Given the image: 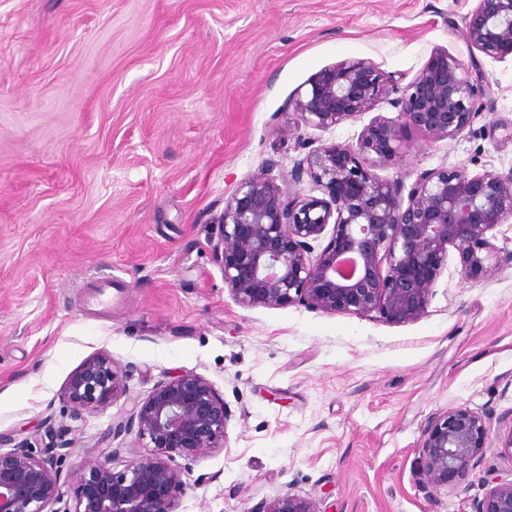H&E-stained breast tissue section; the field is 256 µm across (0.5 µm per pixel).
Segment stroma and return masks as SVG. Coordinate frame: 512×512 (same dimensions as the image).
I'll use <instances>...</instances> for the list:
<instances>
[{"instance_id":"stroma-1","label":"stroma","mask_w":512,"mask_h":512,"mask_svg":"<svg viewBox=\"0 0 512 512\" xmlns=\"http://www.w3.org/2000/svg\"><path fill=\"white\" fill-rule=\"evenodd\" d=\"M476 0H0V434L70 422L74 468L125 401L71 420L61 400L108 351L131 392L209 380L232 410L223 447L186 461L177 512H249L291 492L319 512H474L512 481V218L500 266L468 280L456 251L428 312L379 316L239 306L209 250L236 186L262 167L287 184L304 147L401 126L379 177L512 172V58L473 53ZM479 67L470 126L434 139L402 122L400 94L326 132L293 102L324 67L367 59L405 86L436 52ZM116 282L112 308L84 309ZM483 415L488 447L440 490L418 481L433 417Z\"/></svg>"}]
</instances>
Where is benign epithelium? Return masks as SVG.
I'll return each instance as SVG.
<instances>
[{
	"label": "benign epithelium",
	"instance_id": "1",
	"mask_svg": "<svg viewBox=\"0 0 512 512\" xmlns=\"http://www.w3.org/2000/svg\"><path fill=\"white\" fill-rule=\"evenodd\" d=\"M464 36L488 57L512 56V0H477L465 17ZM460 70L447 52L435 53L402 89L404 122L432 138L453 137L469 126L478 109L475 83ZM391 87L392 77L373 62L344 60L317 72L294 107L304 126L327 131L370 110ZM399 138V125L377 118L354 147L325 143L308 151L290 177L298 183L309 176L321 197L285 190L263 171L236 187L209 244L238 305L376 312L405 324L427 313L448 248L458 252L469 279L487 278L498 268L493 231L512 217V171H425L404 197L403 184L372 172L394 164ZM122 398L131 408L101 438V453L67 474L76 487L73 508H53L61 501L58 463L71 447V427L48 416L41 424L46 442L0 451V512H176L185 490V469L176 458L200 459L223 447L229 405L193 373L171 376L146 397H134L105 351L84 359L62 393L76 420ZM134 429L152 454L115 471L121 448L113 441ZM487 437L485 420L469 409L436 415L419 451V483L434 490L448 486L480 458ZM248 512L318 510L313 499L286 493ZM474 512H512V482L491 488Z\"/></svg>",
	"mask_w": 512,
	"mask_h": 512
}]
</instances>
